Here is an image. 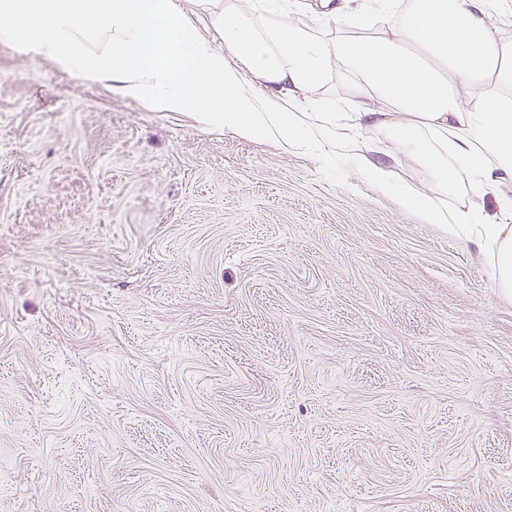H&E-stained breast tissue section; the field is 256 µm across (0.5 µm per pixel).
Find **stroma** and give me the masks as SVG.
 Returning a JSON list of instances; mask_svg holds the SVG:
<instances>
[{
  "label": "stroma",
  "instance_id": "stroma-1",
  "mask_svg": "<svg viewBox=\"0 0 512 512\" xmlns=\"http://www.w3.org/2000/svg\"><path fill=\"white\" fill-rule=\"evenodd\" d=\"M349 152L0 43V512H512V297Z\"/></svg>",
  "mask_w": 512,
  "mask_h": 512
}]
</instances>
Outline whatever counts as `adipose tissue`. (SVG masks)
Listing matches in <instances>:
<instances>
[{
	"label": "adipose tissue",
	"mask_w": 512,
	"mask_h": 512,
	"mask_svg": "<svg viewBox=\"0 0 512 512\" xmlns=\"http://www.w3.org/2000/svg\"><path fill=\"white\" fill-rule=\"evenodd\" d=\"M196 2L223 52L176 0H0V41L245 138L316 151L351 132H385L432 189L364 153L352 155L354 167L424 223L487 252L495 287L512 297V224L488 220L482 206L487 190L512 181V40L493 23L490 0H374L369 13L322 0L332 38L279 8L262 30L239 0ZM333 65L356 95L343 123L311 125L278 106ZM246 74L268 87L266 100L244 95ZM451 195L466 196V207L449 209Z\"/></svg>",
	"instance_id": "ef3b65f1"
}]
</instances>
